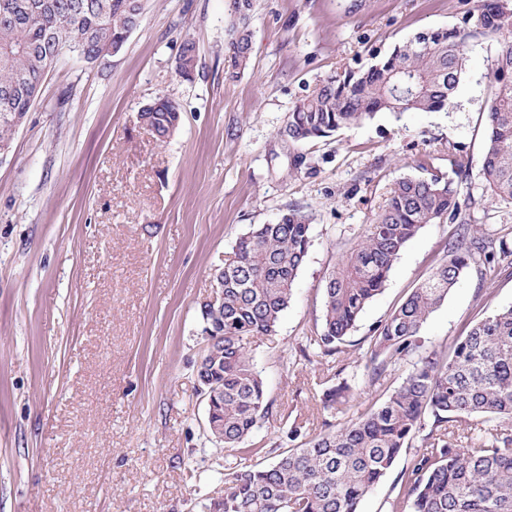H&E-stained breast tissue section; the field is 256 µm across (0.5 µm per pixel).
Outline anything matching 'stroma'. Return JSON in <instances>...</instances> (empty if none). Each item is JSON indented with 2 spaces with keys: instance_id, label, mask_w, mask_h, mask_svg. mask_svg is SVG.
I'll list each match as a JSON object with an SVG mask.
<instances>
[{
  "instance_id": "stroma-1",
  "label": "stroma",
  "mask_w": 512,
  "mask_h": 512,
  "mask_svg": "<svg viewBox=\"0 0 512 512\" xmlns=\"http://www.w3.org/2000/svg\"><path fill=\"white\" fill-rule=\"evenodd\" d=\"M231 2L143 0L117 55H60L0 158V512H207L223 497L240 454L207 436L199 307L251 225L293 208L311 224L291 302L251 345L272 404L251 437L258 448L276 447L289 419L307 440L343 424L322 408L324 375L340 374L362 404L379 399L368 338L442 258L449 224L408 243L341 353L305 337L339 256L398 176L424 161L449 177L466 156L468 223L512 228V205L477 172L497 42L472 43L448 109L383 113L318 141L284 132L295 103L336 68L452 26L478 0H255L250 60L234 81L224 77ZM186 39L198 51L188 80L175 72ZM161 94L181 111L165 144L138 118ZM510 305L512 275L468 273L422 337L449 346ZM420 448L413 440L360 512H386Z\"/></svg>"
}]
</instances>
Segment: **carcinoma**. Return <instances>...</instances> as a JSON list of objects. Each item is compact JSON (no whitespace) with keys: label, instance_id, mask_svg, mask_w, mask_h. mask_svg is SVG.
Masks as SVG:
<instances>
[{"label":"carcinoma","instance_id":"1","mask_svg":"<svg viewBox=\"0 0 512 512\" xmlns=\"http://www.w3.org/2000/svg\"><path fill=\"white\" fill-rule=\"evenodd\" d=\"M232 33L224 74L239 77L252 48L253 0H233ZM142 0H0V142L9 143L40 96L52 63L77 48L86 62L100 49L127 39L139 26ZM512 34V2L479 0L452 28L417 33L366 69L328 76L294 105L285 132L297 142L332 136L380 112H436L451 103L468 61L470 40ZM183 78L197 67L186 39L176 59ZM493 108L480 175L491 197L512 204V42L497 52L487 73ZM141 118L165 143L180 123L179 105L155 98ZM459 182L419 166L397 179L372 223L339 258L324 290L321 324L306 337L325 356L342 352L359 314L380 292L407 244L428 224H454L444 257L370 337V384L409 358L401 383L343 426L293 445L302 425L292 422L273 449L276 460L235 467L224 476V500L211 512H359L418 434L423 450L401 472L390 512H512V306L477 321L448 348L421 353L420 331L460 277L485 280L512 266L507 237L464 221ZM308 216L290 209L274 224H257L224 260L223 298L200 305L205 349L197 377L218 394L207 404L209 440L251 456L248 446L271 413L249 340L270 336L292 298L309 246ZM323 409L346 415L348 386L326 389Z\"/></svg>","mask_w":512,"mask_h":512}]
</instances>
